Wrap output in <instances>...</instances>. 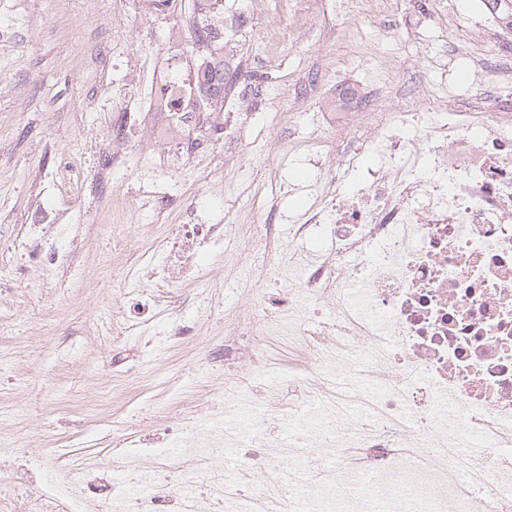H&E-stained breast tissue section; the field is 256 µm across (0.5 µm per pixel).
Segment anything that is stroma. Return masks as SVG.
I'll return each mask as SVG.
<instances>
[{
    "label": "stroma",
    "mask_w": 512,
    "mask_h": 512,
    "mask_svg": "<svg viewBox=\"0 0 512 512\" xmlns=\"http://www.w3.org/2000/svg\"><path fill=\"white\" fill-rule=\"evenodd\" d=\"M459 36L475 53L497 51L477 38L474 21L498 27L487 0H461ZM142 0H0V448L9 464L31 460L46 444L79 480L113 448L112 432L160 434L204 415L224 378L213 363L197 378L182 367L204 346L224 342V311L269 302V261L235 234L239 210L262 202L268 183L286 187L277 208L261 212L279 225L283 244L307 208L331 188L336 128L365 112L364 88L390 74L441 92L458 74L448 64L442 0H394L369 16L357 0H222L224 46L238 55L237 80L212 118L220 135L195 129L202 147L168 158L149 135L163 121L144 108L146 78L168 70L165 48L198 0L142 22ZM293 131L324 140L285 153L270 133L284 118ZM127 153L112 162L113 139ZM81 157L82 194L66 198L61 159ZM170 195L174 204L232 231L226 248L253 253L254 278L224 287L222 254L204 258L205 276L188 288L161 289L147 336H118L141 292L145 260L138 240L160 237L170 218L151 208L137 223H105L112 199L132 191ZM61 216L69 232L53 224ZM43 224L45 244H62L67 267L45 272L15 248L21 225ZM191 332L164 344L174 320Z\"/></svg>",
    "instance_id": "obj_1"
}]
</instances>
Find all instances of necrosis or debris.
Segmentation results:
<instances>
[{"mask_svg": "<svg viewBox=\"0 0 512 512\" xmlns=\"http://www.w3.org/2000/svg\"><path fill=\"white\" fill-rule=\"evenodd\" d=\"M469 69L443 95L398 101L392 77L370 88L375 132L339 133L336 159L347 172L367 152L379 164L294 225L331 247L273 263L284 315L225 310L222 408L164 437H120L106 470L121 482L20 497L1 475L0 495L17 512H512V51ZM183 81L151 91L150 110L169 115L159 140L209 108L195 91L170 104ZM223 240V225L197 222L150 244L142 311L171 269L195 281L200 252ZM312 301L331 306L314 331ZM273 332L300 367L270 363ZM215 456L217 474L204 467ZM257 472L274 483L249 484Z\"/></svg>", "mask_w": 512, "mask_h": 512, "instance_id": "necrosis-or-debris-1", "label": "necrosis or debris"}]
</instances>
